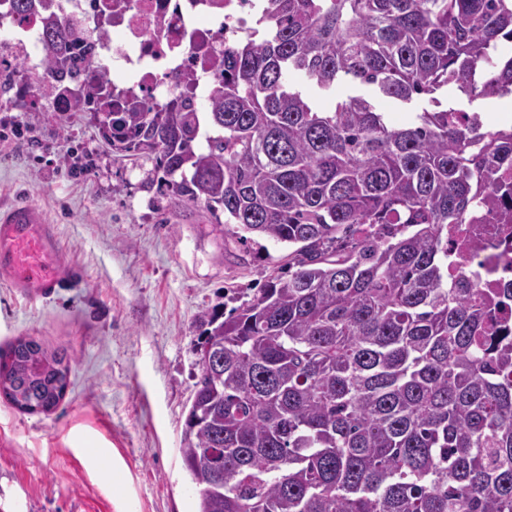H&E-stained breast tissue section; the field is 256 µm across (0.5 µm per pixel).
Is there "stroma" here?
Masks as SVG:
<instances>
[{"instance_id":"1","label":"stroma","mask_w":512,"mask_h":512,"mask_svg":"<svg viewBox=\"0 0 512 512\" xmlns=\"http://www.w3.org/2000/svg\"><path fill=\"white\" fill-rule=\"evenodd\" d=\"M0 206L36 203L69 275L51 295L0 277V348L31 337L70 364L48 414L0 398V512H193L180 442L200 377L196 318L231 314L287 245L248 242L223 211L184 202L153 157L111 151L87 115L57 120L0 96Z\"/></svg>"}]
</instances>
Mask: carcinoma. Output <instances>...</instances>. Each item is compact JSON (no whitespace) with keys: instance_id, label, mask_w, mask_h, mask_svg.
Here are the masks:
<instances>
[{"instance_id":"cac0c4a2","label":"carcinoma","mask_w":512,"mask_h":512,"mask_svg":"<svg viewBox=\"0 0 512 512\" xmlns=\"http://www.w3.org/2000/svg\"><path fill=\"white\" fill-rule=\"evenodd\" d=\"M85 30L48 20L50 72L97 114ZM512 0H266L209 111L180 102L95 124L168 191L285 243L293 272L229 318H198L201 377L180 454L194 512H512V335L496 302L448 285V225L512 224V127L436 93L512 95ZM426 96L388 125L373 99L317 109L294 80ZM0 352V394L47 413L65 357Z\"/></svg>"}]
</instances>
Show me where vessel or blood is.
<instances>
[{
	"instance_id": "obj_1",
	"label": "vessel or blood",
	"mask_w": 512,
	"mask_h": 512,
	"mask_svg": "<svg viewBox=\"0 0 512 512\" xmlns=\"http://www.w3.org/2000/svg\"><path fill=\"white\" fill-rule=\"evenodd\" d=\"M0 276L13 287L50 294L66 275L53 227L33 205L17 202L0 210Z\"/></svg>"
}]
</instances>
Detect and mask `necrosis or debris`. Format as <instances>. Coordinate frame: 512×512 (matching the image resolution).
I'll return each instance as SVG.
<instances>
[{"mask_svg": "<svg viewBox=\"0 0 512 512\" xmlns=\"http://www.w3.org/2000/svg\"><path fill=\"white\" fill-rule=\"evenodd\" d=\"M10 0H0V73L25 60L35 83H15L10 98L32 112H65L72 97L42 61V13L11 18ZM263 0H54L57 19L94 28L105 19L106 34L95 43L92 65L112 87V109L134 103L158 112L173 101L206 111L221 77L225 49L252 38ZM448 282L502 296L512 288V224H452L448 227Z\"/></svg>", "mask_w": 512, "mask_h": 512, "instance_id": "1", "label": "necrosis or debris"}]
</instances>
